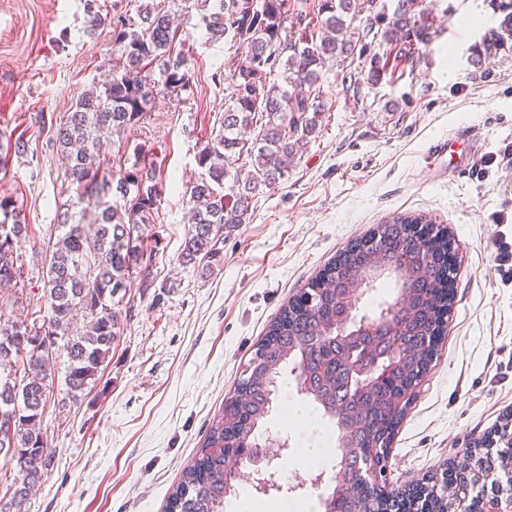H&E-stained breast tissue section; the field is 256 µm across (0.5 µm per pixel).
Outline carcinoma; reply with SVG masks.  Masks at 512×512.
I'll return each mask as SVG.
<instances>
[{"label":"carcinoma","mask_w":512,"mask_h":512,"mask_svg":"<svg viewBox=\"0 0 512 512\" xmlns=\"http://www.w3.org/2000/svg\"><path fill=\"white\" fill-rule=\"evenodd\" d=\"M179 2L193 3L196 27L209 39H228L243 49L231 75L222 131L202 142L196 154L201 172L189 191L192 223L178 254L185 267H208L220 260L223 233L250 223L253 199L288 177L303 145L319 133L325 112L324 69L330 63L343 65L353 54L357 13L374 14L382 22L380 45L404 60L418 55L434 34L425 0H393L396 7L391 11L378 0H318L316 12L304 15L291 11L288 0H262L260 6L256 0H159L134 17L113 18L117 65L111 77L78 97L53 136V143L69 161L66 177L78 186L79 202L94 204L97 216L86 226V210H66L58 225L60 234L48 248L41 295L34 300L20 295L0 302V369L20 373V379L10 384L0 377V411L6 408L14 414L10 434L0 439L4 459L0 480L15 486L10 497H0V512H23L29 487L39 482L53 458L42 427L53 387L50 364L28 351L31 343L39 336L58 342L65 367L64 399L76 403L101 381L102 367L120 333L123 292L139 270L142 230L155 222L163 182L145 150L134 149V161L114 171L100 147L103 140L139 124L156 98L178 97L190 87V54L177 47L172 27L171 6ZM498 8L506 16L499 29L489 32L476 47L480 60L512 43V0H498ZM85 12L90 33L106 22L97 0H85ZM386 65V56L374 54L368 80H381ZM22 149L24 144L18 140L1 141L0 170ZM233 156L250 159V168L230 170L225 160ZM112 189L124 201L119 210L100 199ZM417 224L425 225L428 233L417 232ZM27 233L16 201L0 197L1 284L24 281L16 244ZM447 246L448 234L432 219L421 214L397 216L377 225L329 263L256 344L254 354L264 359V369L258 374L242 371L224 413L213 421L195 458L169 493L166 512H224V500L236 490L226 483L224 452L265 437L264 422L287 365L327 396L315 403L322 420L335 430L336 443L347 448L378 444L372 458L355 454L344 459L341 471L349 481L361 482L367 468L386 461L402 411L389 413L377 407L355 421L336 417L356 408L350 393L340 397L338 392L360 385L355 377H336L333 359L338 347L321 327L323 317L336 311L335 296L327 292L312 305L310 296L315 288L336 287L348 268L365 265L373 252L383 254L391 272L373 279L367 292L387 287L392 279L401 289V278L418 266L425 250ZM447 281L448 268L434 263L427 267L426 276L409 283L424 310L402 325L395 337L393 361L399 363L405 353L422 352L424 358L417 368L398 372L406 382L423 375L433 358L429 290ZM26 303L35 305L30 321L6 316L7 309ZM394 304L375 300L359 318L379 322ZM79 318L86 321L83 334L74 332ZM374 492L375 487L366 486L357 498H341L339 512H362Z\"/></svg>","instance_id":"obj_1"}]
</instances>
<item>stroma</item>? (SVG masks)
Returning <instances> with one entry per match:
<instances>
[{
	"instance_id": "stroma-1",
	"label": "stroma",
	"mask_w": 512,
	"mask_h": 512,
	"mask_svg": "<svg viewBox=\"0 0 512 512\" xmlns=\"http://www.w3.org/2000/svg\"><path fill=\"white\" fill-rule=\"evenodd\" d=\"M427 3L435 34L414 61L371 83L362 37L352 60L325 71L318 137L287 180L256 197L251 222L225 234L223 259L208 269L177 261L186 187L197 143L221 129L241 53L184 20L188 91L157 98L106 147L116 165L145 147L173 188L143 232L145 272L131 279L100 386L45 412L55 456L25 512H164L281 308L352 239L405 213L446 225L457 262L448 325L394 432L386 488L442 476L471 449L486 455L481 438L512 413V276L494 246L512 245V45L475 62L502 12L490 0ZM85 26L84 0H0V133L25 144L0 170V195L30 227L18 245L29 289L41 287L49 238L79 195L49 123L112 71L111 28ZM467 127L483 142L472 170L437 176L429 143Z\"/></svg>"
}]
</instances>
